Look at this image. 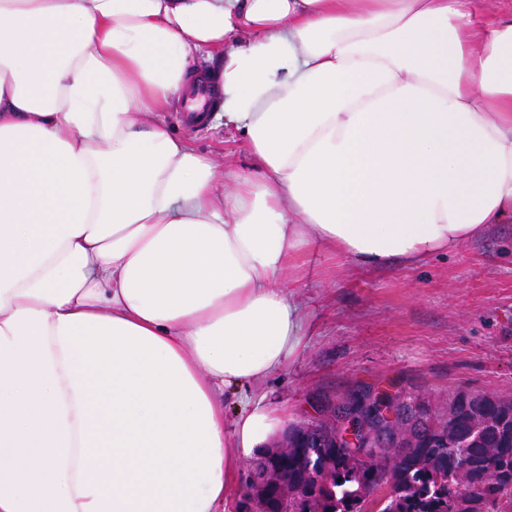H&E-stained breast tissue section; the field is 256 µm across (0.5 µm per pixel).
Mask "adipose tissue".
Returning a JSON list of instances; mask_svg holds the SVG:
<instances>
[{"instance_id":"ef3b65f1","label":"adipose tissue","mask_w":512,"mask_h":512,"mask_svg":"<svg viewBox=\"0 0 512 512\" xmlns=\"http://www.w3.org/2000/svg\"><path fill=\"white\" fill-rule=\"evenodd\" d=\"M203 50L266 173L229 191L156 121ZM510 222L512 10L0 0V512H224L283 422L247 388L303 344L309 257Z\"/></svg>"}]
</instances>
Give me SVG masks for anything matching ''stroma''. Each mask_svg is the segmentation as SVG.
<instances>
[{"mask_svg":"<svg viewBox=\"0 0 512 512\" xmlns=\"http://www.w3.org/2000/svg\"><path fill=\"white\" fill-rule=\"evenodd\" d=\"M182 102L157 120L224 169V187L253 171L223 117L189 123ZM295 295L307 315L300 351L258 387L300 420L313 399L359 383L397 384L432 403L465 390L512 398V223L414 267L359 270L317 256Z\"/></svg>","mask_w":512,"mask_h":512,"instance_id":"35a3bbf8","label":"stroma"}]
</instances>
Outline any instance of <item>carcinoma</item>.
<instances>
[{
	"instance_id": "cac0c4a2",
	"label": "carcinoma",
	"mask_w": 512,
	"mask_h": 512,
	"mask_svg": "<svg viewBox=\"0 0 512 512\" xmlns=\"http://www.w3.org/2000/svg\"><path fill=\"white\" fill-rule=\"evenodd\" d=\"M411 424L392 444L370 430L349 448L332 421L294 422L286 453L259 459L251 512H512V401L455 392L409 395Z\"/></svg>"
}]
</instances>
